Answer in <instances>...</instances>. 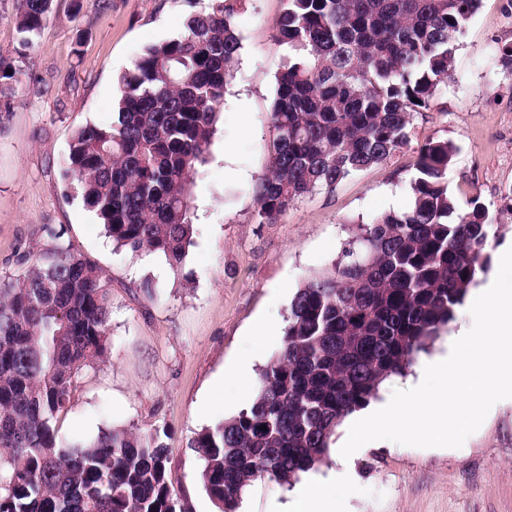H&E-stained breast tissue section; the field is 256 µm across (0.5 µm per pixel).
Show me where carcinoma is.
Returning <instances> with one entry per match:
<instances>
[{"instance_id": "cac0c4a2", "label": "carcinoma", "mask_w": 512, "mask_h": 512, "mask_svg": "<svg viewBox=\"0 0 512 512\" xmlns=\"http://www.w3.org/2000/svg\"><path fill=\"white\" fill-rule=\"evenodd\" d=\"M288 46L270 112L275 135L253 193L260 224L328 192L411 142L453 70L481 0H286ZM241 0H211L186 33L148 47L118 79L112 123L77 129L62 176L120 248L181 265L192 175L205 159L240 38ZM52 0H18L29 45ZM446 139L420 146L412 201L356 227L341 254L292 297L281 345L250 407L198 434L203 487L235 512L259 478L291 485L336 428L403 375L448 328L490 255L477 198L448 191ZM0 278V512H184L155 433L99 431L72 443L56 424L75 376L108 358L109 288L59 233ZM266 429H261V426Z\"/></svg>"}]
</instances>
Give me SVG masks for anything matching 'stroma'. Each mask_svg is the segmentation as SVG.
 Wrapping results in <instances>:
<instances>
[{"label":"stroma","mask_w":512,"mask_h":512,"mask_svg":"<svg viewBox=\"0 0 512 512\" xmlns=\"http://www.w3.org/2000/svg\"><path fill=\"white\" fill-rule=\"evenodd\" d=\"M210 0H54L32 46L16 29L17 0H0V276L22 273L27 252L60 230L110 284V355L74 380L59 432L70 440L105 428L154 432L168 450L167 477L186 512H217L191 446L215 422L250 405L231 374L253 350L260 373L279 348L291 297L337 258L357 224L411 202L418 146L448 139L457 153L448 188L475 196L496 230L488 249L512 243V74L500 62L512 46V0H482L469 20L454 70L434 105L417 113L407 148L352 175L335 191L309 195L276 223L254 217L253 187L273 137L269 110L288 55L273 36L285 0H244L241 50L224 94L205 163L192 184L194 235L178 268L164 257L116 247L60 176L73 132L112 120L117 78L146 47L183 35ZM250 132H243V123ZM236 169L230 179L225 168ZM152 281L154 296L143 291ZM273 330L258 338L256 320ZM336 449L299 482L320 478L339 512H512V401L496 403L459 448L367 443L347 466ZM291 487L253 481L240 512H271Z\"/></svg>","instance_id":"obj_1"}]
</instances>
